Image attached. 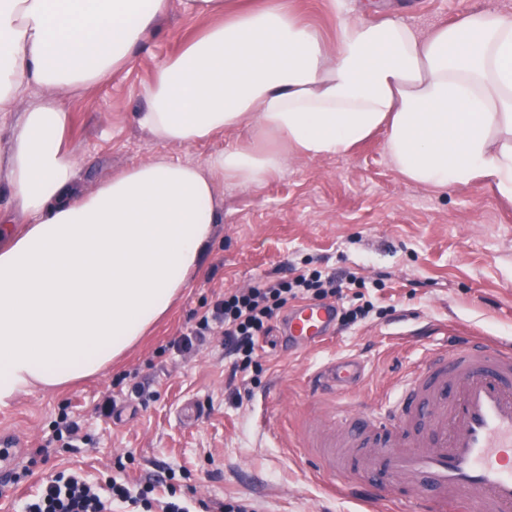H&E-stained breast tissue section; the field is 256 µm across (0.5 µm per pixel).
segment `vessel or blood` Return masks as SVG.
I'll return each instance as SVG.
<instances>
[{
    "label": "vessel or blood",
    "instance_id": "vessel-or-blood-1",
    "mask_svg": "<svg viewBox=\"0 0 512 512\" xmlns=\"http://www.w3.org/2000/svg\"><path fill=\"white\" fill-rule=\"evenodd\" d=\"M336 310L305 303L281 323L291 347L322 346ZM360 362L335 360L318 382L344 390ZM320 462L329 474L353 470L370 501L411 494L414 512H512V342L463 334L428 350L384 408H334L317 419Z\"/></svg>",
    "mask_w": 512,
    "mask_h": 512
}]
</instances>
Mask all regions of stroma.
<instances>
[{
	"label": "stroma",
	"instance_id": "stroma-1",
	"mask_svg": "<svg viewBox=\"0 0 512 512\" xmlns=\"http://www.w3.org/2000/svg\"><path fill=\"white\" fill-rule=\"evenodd\" d=\"M284 2L331 45L341 14L393 16L426 32L472 10L512 12V0ZM205 25L171 8L126 68L66 97L87 185L159 152L198 162L252 140V128L242 126L204 144L163 146L136 124L155 71ZM382 143L378 135L347 155L289 160L256 187L219 186L221 209L204 266L150 336L105 374L0 405V434L16 443L11 461L20 476L18 485H0V512H15L21 497L37 494L59 471L94 480L121 472L133 482L165 465L199 499L252 498L268 512H368L364 497L331 493L329 474L303 452L315 416L339 404L377 408L423 350L458 333L512 339V203L482 182L442 191L414 184L390 164ZM292 265L355 274L373 311L303 352L273 330L262 342L260 383L242 379L234 391L226 384L231 362L222 337L185 355L172 350L194 313ZM346 357L367 364L359 386L336 396L314 392L315 370ZM135 382L147 386V405L133 400L114 417L95 414L105 397ZM64 415L80 423L83 441L36 455Z\"/></svg>",
	"mask_w": 512,
	"mask_h": 512
}]
</instances>
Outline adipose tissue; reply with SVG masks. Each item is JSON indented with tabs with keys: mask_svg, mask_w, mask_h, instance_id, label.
Returning a JSON list of instances; mask_svg holds the SVG:
<instances>
[{
	"mask_svg": "<svg viewBox=\"0 0 512 512\" xmlns=\"http://www.w3.org/2000/svg\"><path fill=\"white\" fill-rule=\"evenodd\" d=\"M202 34L144 89L139 126L159 144L252 126L256 140L200 162L159 153L80 183L69 94L122 68L171 6ZM328 47L283 0H0V112L34 88L0 161L13 191L0 224V404L104 371L180 298L214 234L216 189L243 188L291 156L347 154L376 132L408 180L492 184L512 200V13L475 10L429 33L344 16Z\"/></svg>",
	"mask_w": 512,
	"mask_h": 512,
	"instance_id": "ef3b65f1",
	"label": "adipose tissue"
}]
</instances>
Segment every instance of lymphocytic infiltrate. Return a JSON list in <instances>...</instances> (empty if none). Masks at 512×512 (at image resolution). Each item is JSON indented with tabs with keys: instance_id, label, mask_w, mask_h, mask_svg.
I'll use <instances>...</instances> for the list:
<instances>
[{
	"instance_id": "1",
	"label": "lymphocytic infiltrate",
	"mask_w": 512,
	"mask_h": 512,
	"mask_svg": "<svg viewBox=\"0 0 512 512\" xmlns=\"http://www.w3.org/2000/svg\"><path fill=\"white\" fill-rule=\"evenodd\" d=\"M337 292L335 275L302 272L291 278L273 277L244 291L230 292L212 309L196 316L189 336L176 344L182 351L206 337L222 334L224 351L233 359L230 378L261 374L260 341L268 337L274 322L289 301L322 302ZM174 470L129 483L109 477L105 484L90 481L76 471H63L47 481L40 493L21 500L20 512H123L132 506L139 512H263L260 504L243 498L199 500L179 495Z\"/></svg>"
}]
</instances>
